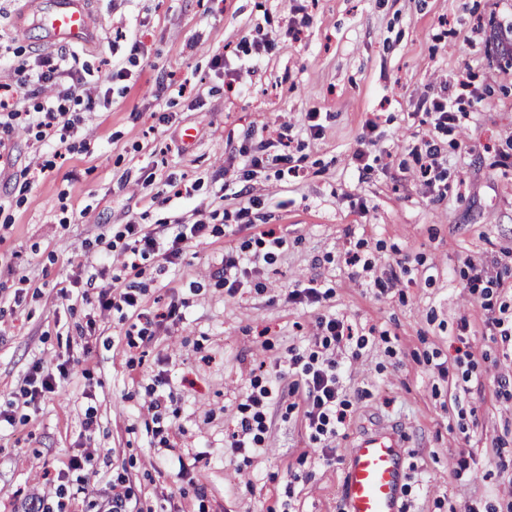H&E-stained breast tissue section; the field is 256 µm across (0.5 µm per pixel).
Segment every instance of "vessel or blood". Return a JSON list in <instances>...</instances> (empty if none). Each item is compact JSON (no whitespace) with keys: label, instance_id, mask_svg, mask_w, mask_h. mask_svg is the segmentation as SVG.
Segmentation results:
<instances>
[{"label":"vessel or blood","instance_id":"vessel-or-blood-1","mask_svg":"<svg viewBox=\"0 0 512 512\" xmlns=\"http://www.w3.org/2000/svg\"><path fill=\"white\" fill-rule=\"evenodd\" d=\"M33 17L48 32L52 46L77 47L96 35L86 0H35ZM406 454L400 434L379 430L349 448L342 482L343 512H401Z\"/></svg>","mask_w":512,"mask_h":512}]
</instances>
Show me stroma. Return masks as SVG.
Instances as JSON below:
<instances>
[{
    "label": "stroma",
    "mask_w": 512,
    "mask_h": 512,
    "mask_svg": "<svg viewBox=\"0 0 512 512\" xmlns=\"http://www.w3.org/2000/svg\"><path fill=\"white\" fill-rule=\"evenodd\" d=\"M28 3L0 0V83L15 63L72 55L98 102L74 112L62 153L22 128L0 145V412L13 418L0 512H102L122 492L127 512H340L344 454L380 425L406 437L407 512H512V359L485 324L489 307L512 316V0H90L97 40L74 50L33 22L16 31ZM262 38L272 49L255 65ZM444 91L463 108L449 133L418 108ZM369 123L364 176L354 155ZM280 132L299 177L270 160L240 181L242 144ZM430 139L441 191L418 174ZM169 176L190 195L156 199ZM176 219L211 231L177 264L140 259L139 313L88 325L98 288L122 273L125 225L163 236ZM268 228L285 238L270 261ZM228 248L247 267L233 293L219 276ZM349 251L359 265L343 264ZM475 271L504 287L470 295ZM312 279L327 299L289 302ZM74 286L87 300L61 298ZM328 313L365 344L323 346ZM295 352L339 364L343 436L313 440L291 392ZM66 360L68 379L28 396L35 365ZM263 387L262 444L226 448ZM86 453L92 470L68 471Z\"/></svg>",
    "instance_id": "stroma-1"
}]
</instances>
